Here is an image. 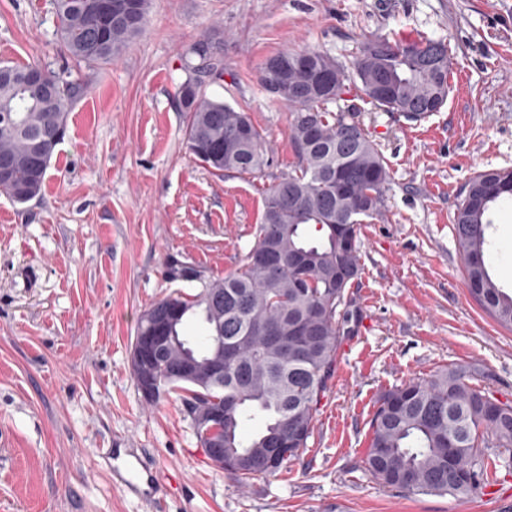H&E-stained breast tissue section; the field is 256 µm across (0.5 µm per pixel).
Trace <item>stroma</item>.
<instances>
[{
	"mask_svg": "<svg viewBox=\"0 0 512 512\" xmlns=\"http://www.w3.org/2000/svg\"><path fill=\"white\" fill-rule=\"evenodd\" d=\"M153 0L135 44L94 73L68 114L40 198L0 195V512H512V467L474 495H409L366 465L380 396L442 369L512 402V330L471 296L453 216L469 179L512 168V0ZM448 45L445 106L413 124L346 103L390 172L382 214L360 227L359 321L300 458L240 484L208 459L178 400L146 404L130 368L136 322L196 282L169 281L168 257L211 278L238 271L264 192L296 162L289 109L258 83L286 48L351 66L364 36ZM219 45L224 82L208 95L244 109L274 155L264 178L217 175L186 145L175 103L188 49ZM61 71L53 0H0V65ZM490 274L512 291V200L494 206ZM155 461L160 505L112 483L105 448Z\"/></svg>",
	"mask_w": 512,
	"mask_h": 512,
	"instance_id": "1",
	"label": "stroma"
}]
</instances>
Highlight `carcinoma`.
Returning <instances> with one entry per match:
<instances>
[{
    "mask_svg": "<svg viewBox=\"0 0 512 512\" xmlns=\"http://www.w3.org/2000/svg\"><path fill=\"white\" fill-rule=\"evenodd\" d=\"M152 0H54L68 56L94 69L112 62L143 33ZM176 101L187 113V148L204 168L261 178L273 162L266 136L247 112L210 98L223 80L224 59L199 41L189 51ZM448 46L442 39L392 41L372 33L361 42L353 74L362 99L408 120L439 111L448 99ZM38 66H0V193L27 203L43 191L47 169L63 140L71 107L87 89L66 69L33 77ZM348 71L314 49H285L258 71L262 88L288 105L297 163L265 191L257 240L242 267L204 277L195 295L174 291L139 317L134 340L153 336L154 311L180 317L157 352L163 380L154 405L174 394L182 406L224 405V471L239 483L272 476L299 458L313 432L316 407L329 389L338 345L349 322L347 288L360 274L359 214L380 215L390 180L385 161L348 106H340ZM354 129H349V126ZM512 198V169L471 178L457 205L454 231L470 294L501 326L512 329V294L485 262L491 210ZM321 238L310 242L304 226ZM198 316L205 336L180 335ZM307 331L299 354L296 329ZM221 336L231 354L224 371L188 380L174 372L182 358L217 357ZM264 428L249 438L256 416ZM369 471L382 484L410 494H471L487 473L483 449H512V403L501 402L448 368L428 380L386 391L371 420Z\"/></svg>",
    "mask_w": 512,
    "mask_h": 512,
    "instance_id": "carcinoma-1",
    "label": "carcinoma"
}]
</instances>
